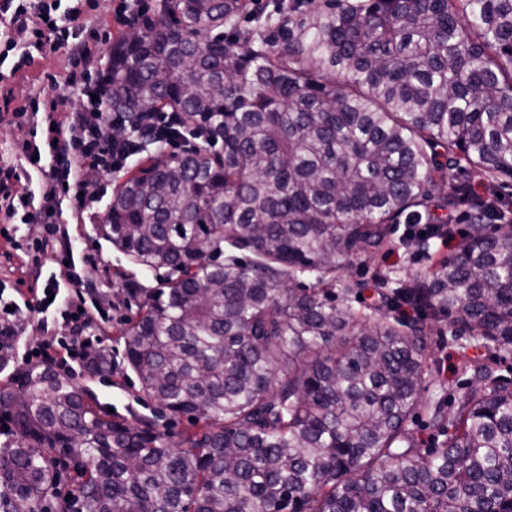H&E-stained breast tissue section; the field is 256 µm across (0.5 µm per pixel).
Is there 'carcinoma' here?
<instances>
[{
  "label": "carcinoma",
  "mask_w": 512,
  "mask_h": 512,
  "mask_svg": "<svg viewBox=\"0 0 512 512\" xmlns=\"http://www.w3.org/2000/svg\"><path fill=\"white\" fill-rule=\"evenodd\" d=\"M153 0L99 79L112 124L177 115L138 152L195 140L112 191L100 234L166 273L124 334L144 395L190 427L114 419L50 363L0 386V512H512V382L434 412L446 436L409 429L435 372L422 322H369L332 275L381 249L392 224H430L406 249L453 236L435 211L467 200L445 175L512 180V0ZM252 13V25L238 27ZM497 200L425 279H390L387 302L440 320L470 345L512 354V228ZM251 253L245 262L237 251ZM311 288H291L300 278ZM88 370L112 373L101 348Z\"/></svg>",
  "instance_id": "cac0c4a2"
}]
</instances>
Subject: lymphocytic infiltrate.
<instances>
[{"instance_id":"f902f5d3","label":"lymphocytic infiltrate","mask_w":512,"mask_h":512,"mask_svg":"<svg viewBox=\"0 0 512 512\" xmlns=\"http://www.w3.org/2000/svg\"><path fill=\"white\" fill-rule=\"evenodd\" d=\"M56 0H0V13H10L13 34L5 40V51L18 44L26 49L17 61L18 67L31 65L35 52L46 44L66 45L71 59L69 88L83 96L96 91L91 84V71L98 66V48L102 41L93 27H81L78 34L60 26L56 17ZM57 105L50 98L34 97L22 107L0 110L4 120L33 121L44 115L48 130L43 143L33 141L23 145L21 152L30 161L41 183L39 193H32L22 185L21 176L13 167H0V211L8 219L34 220L43 224L46 240H53L62 215L63 201H70L75 209H84L91 196L80 177L84 163H92L105 172L122 169L128 159L126 152L103 149L101 139L115 119L114 113L96 109L72 112L56 119Z\"/></svg>"}]
</instances>
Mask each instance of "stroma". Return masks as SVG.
<instances>
[{
  "mask_svg": "<svg viewBox=\"0 0 512 512\" xmlns=\"http://www.w3.org/2000/svg\"><path fill=\"white\" fill-rule=\"evenodd\" d=\"M132 7L131 0H99L97 11L83 17L84 25L98 28L104 36L100 54L102 61H110L112 43L124 30L127 12ZM17 58V52H10L8 61L0 64V71L5 74L4 80L0 81V101L9 100L11 107L16 108L31 97L40 95L58 99L61 112L69 113L78 108L79 101L66 83L69 72L66 48L45 46L36 54L31 66L15 73L11 67ZM126 176V170H121L101 174L89 182L90 191L96 195L95 201L80 212L64 207L60 233L52 248L41 256H34L30 246L43 237L42 225L33 222L17 224L13 226L10 238L0 237V298L12 303L20 325L11 343L9 364L0 370V382L8 379L12 371L27 366V353L31 348L79 333L88 340L90 347L111 349L113 372L91 375L78 361L64 364V371L72 373L80 387L95 396L103 407L113 408L116 416L128 419L137 415L153 419L160 431L174 437L188 428L187 418H169L157 403L144 396L136 375L123 364L122 332L137 311L139 291L159 287L164 274L134 265L98 231L105 220L113 188ZM404 230V225H395L390 234V247L375 252L371 257L355 259L344 269L346 279L361 285L359 310H366L377 300L378 273L395 270L413 273L429 266L426 254L413 257L399 246ZM66 250L71 253V263L65 268L59 265L58 259ZM52 275L65 289L72 288L74 283H82L87 290V302L109 309L110 321L92 320L79 332L62 316L60 305H53L43 316L31 312L37 289L43 288ZM463 332L462 323L448 319L431 324L428 330L427 340L438 371L423 396L411 429L415 439L430 447L441 442L430 420V407L438 404L444 410H453L458 394L473 382L472 365L493 361L497 364L498 373L512 377V358L498 360L492 350L464 349L452 341V334Z\"/></svg>",
  "mask_w": 512,
  "mask_h": 512,
  "instance_id": "1",
  "label": "stroma"
}]
</instances>
